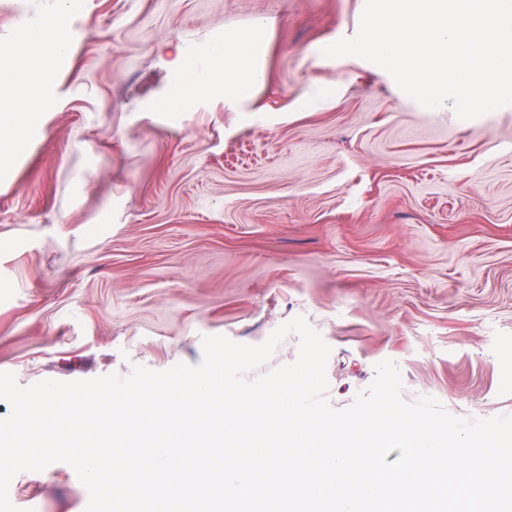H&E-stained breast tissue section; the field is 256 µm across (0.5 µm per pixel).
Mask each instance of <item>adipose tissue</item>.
<instances>
[{"mask_svg": "<svg viewBox=\"0 0 512 512\" xmlns=\"http://www.w3.org/2000/svg\"><path fill=\"white\" fill-rule=\"evenodd\" d=\"M273 23L261 17L247 25L225 29L220 39L190 51L176 47L171 62L176 109L189 111L199 99L222 98L238 112L255 109L266 84ZM63 55L70 49V18L60 8L41 23L19 22L13 49L0 62V170L11 168L29 147V133L37 118V91L52 80V72L37 66L42 47Z\"/></svg>", "mask_w": 512, "mask_h": 512, "instance_id": "obj_1", "label": "adipose tissue"}]
</instances>
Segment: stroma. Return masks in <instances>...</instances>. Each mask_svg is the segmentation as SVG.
Returning a JSON list of instances; mask_svg holds the SVG:
<instances>
[{
    "label": "stroma",
    "mask_w": 512,
    "mask_h": 512,
    "mask_svg": "<svg viewBox=\"0 0 512 512\" xmlns=\"http://www.w3.org/2000/svg\"><path fill=\"white\" fill-rule=\"evenodd\" d=\"M364 0H69L30 147L0 174V372L163 371L202 339L258 345L301 316L330 346L332 407L394 361L402 398L512 416V105L432 111L358 57ZM57 0H0V45ZM274 21L255 112L142 118L173 44ZM326 104L298 108L310 86ZM21 512H85L75 471L18 473Z\"/></svg>",
    "instance_id": "obj_1"
}]
</instances>
